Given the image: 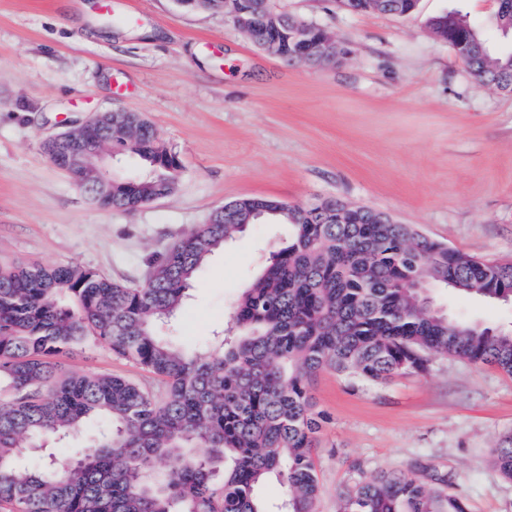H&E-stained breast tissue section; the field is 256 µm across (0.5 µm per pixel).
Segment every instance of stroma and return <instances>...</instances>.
<instances>
[{
	"label": "stroma",
	"mask_w": 512,
	"mask_h": 512,
	"mask_svg": "<svg viewBox=\"0 0 512 512\" xmlns=\"http://www.w3.org/2000/svg\"><path fill=\"white\" fill-rule=\"evenodd\" d=\"M344 48L335 64L287 62L221 11L177 0H0V262L78 264L128 284L225 203L337 198L415 225L469 255L512 263V93L479 85L435 36L458 10L487 24L497 0H418L410 14L350 13L335 0H272ZM126 18L108 31L107 18ZM147 117L181 165L175 190L135 211L92 204L43 141L89 113ZM258 224L198 276L173 335L187 347L223 329L262 259L288 238ZM456 318L512 328V304L445 289ZM65 368L154 387L102 347ZM329 421L316 450L317 512H338L360 479L429 462L468 512H512L490 448L512 435V376L434 357L427 373L368 387L334 373L312 385Z\"/></svg>",
	"instance_id": "35a3bbf8"
}]
</instances>
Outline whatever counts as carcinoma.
I'll return each instance as SVG.
<instances>
[{"label": "carcinoma", "mask_w": 512, "mask_h": 512, "mask_svg": "<svg viewBox=\"0 0 512 512\" xmlns=\"http://www.w3.org/2000/svg\"><path fill=\"white\" fill-rule=\"evenodd\" d=\"M402 0L370 10L402 14ZM487 85H512V50L493 53L460 14L430 21ZM489 27L512 33V0H498ZM101 154L136 155L151 176H86L83 190L105 209L131 212L171 193L180 162L156 129L127 138L100 128L82 140ZM257 223L286 224L236 300L220 336L186 348L160 333L177 317L209 259ZM378 211L325 199L315 207L244 198L211 213L151 261L130 285L78 264L0 267V512H270L264 483L283 490L278 512H315V448L327 420L311 382L334 371L382 385L428 370L434 355L490 364L512 375V332L455 319L414 288L497 301L512 296V263L482 260L423 237L411 224H379ZM104 347L159 379L156 395L112 374L65 372L60 357ZM85 434L88 447L66 443ZM52 440L34 458L31 445ZM512 480V437L492 450ZM435 467L383 472L342 496L341 512H466Z\"/></svg>", "instance_id": "obj_1"}]
</instances>
